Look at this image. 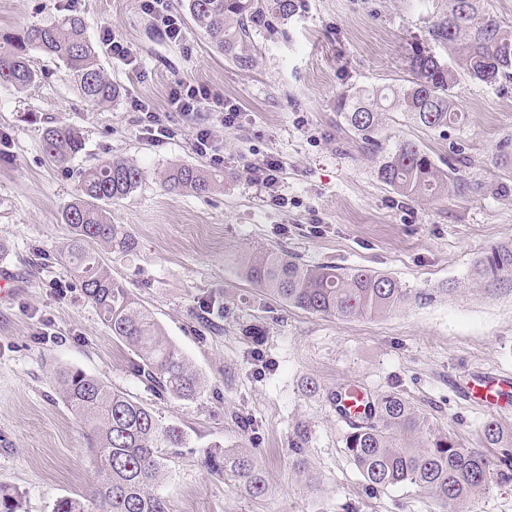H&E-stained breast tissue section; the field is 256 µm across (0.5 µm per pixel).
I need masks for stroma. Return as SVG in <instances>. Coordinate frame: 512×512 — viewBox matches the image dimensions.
<instances>
[{"label": "stroma", "instance_id": "obj_1", "mask_svg": "<svg viewBox=\"0 0 512 512\" xmlns=\"http://www.w3.org/2000/svg\"><path fill=\"white\" fill-rule=\"evenodd\" d=\"M448 0H304L276 31L252 28L255 64L224 56L183 13L184 38L168 39L142 0H0V28L20 29L63 15L84 17L102 67L121 88L109 104L88 101L61 64L36 54L38 79L17 91L0 86V269L16 282L0 298V484L16 487L25 512H52L57 498L89 493L94 479L80 419L60 399L58 368L80 369L150 408L161 424L187 435L174 449L160 491L171 512H452L411 487L373 492L345 452L350 430L328 395L356 386L369 395L400 391L462 446L475 442L491 414L467 401L454 381L469 374L512 375V281L472 279L491 248L512 242V176L495 162L512 135V82L461 78L453 91L462 126L447 137L385 113V147L419 144L436 164L451 147L462 159L448 170L438 199L401 196L377 176L367 152L336 110L349 89L395 88L409 77L418 48L451 61L428 35ZM136 58L113 59L103 34ZM219 88L237 104L238 125L218 113H168L176 80ZM151 101L170 129L144 135ZM70 124L84 149L62 169L43 150V132ZM213 129L224 185L207 195L169 194L160 175L174 164L213 167L196 154V128ZM284 168L272 205L247 174L267 155ZM112 157L146 172L138 189L109 207L112 221L138 241L134 255L104 254L113 278L149 309L204 379L197 397L158 395L133 371L136 360L113 339L98 309L57 260L71 236L63 207L77 194L79 170ZM287 251L309 264L377 270L412 295L375 317L338 319L283 305L250 283L243 265L254 248ZM217 309L213 330L198 333L199 300ZM251 418L248 430L238 417ZM308 433L304 472L291 465L297 431ZM251 452L263 466L267 496L254 499L207 475L204 449Z\"/></svg>", "mask_w": 512, "mask_h": 512}]
</instances>
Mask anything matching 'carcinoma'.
Segmentation results:
<instances>
[{"instance_id":"obj_1","label":"carcinoma","mask_w":512,"mask_h":512,"mask_svg":"<svg viewBox=\"0 0 512 512\" xmlns=\"http://www.w3.org/2000/svg\"><path fill=\"white\" fill-rule=\"evenodd\" d=\"M185 8L214 46L248 70L255 61L250 28L290 19L300 10L301 0H185ZM428 33L460 57L462 69L418 49L410 57L407 84L387 92L357 90L338 100L348 129L379 156L380 180L411 198L433 197L447 189L448 182L417 143L402 140L384 148L379 140L381 115L402 112L418 126L443 132L463 121L452 100L460 74L489 85L512 81V29L485 14L480 0H451L448 12L433 17ZM35 53L59 61L88 100L104 104L120 97V87L100 66L81 16L68 14L49 25L0 30V85L22 89L38 79L31 65ZM81 148L80 132L71 126L54 125L44 132V152L56 166L67 167ZM144 178L143 168L123 157L80 171L78 194L61 212L71 236L59 251V262L99 310L112 337L136 354L135 374L162 396L192 399L203 388L200 373L152 312L90 251L96 244L126 256L135 252V236L126 225L112 223L106 205L130 196ZM223 181L222 171L175 164L163 173L161 185L171 194H206ZM245 274L290 307L340 319L386 313L410 298L408 289L386 273L308 265L273 248L251 253ZM491 276L512 277V243L495 248L475 265V282ZM53 379L63 402L84 424L95 469L90 495L82 500L61 497L53 512H170L158 487L167 467V449L183 447L184 431L159 423L149 408L81 370L60 368ZM345 448L370 489L411 486L431 493L444 506L463 505L493 483L512 478V427L488 421L476 445L465 448L433 427L396 391L375 398L369 412L352 425ZM204 467L252 498L269 491L262 466L246 451L207 448ZM0 512H22L17 489L0 485Z\"/></svg>"}]
</instances>
